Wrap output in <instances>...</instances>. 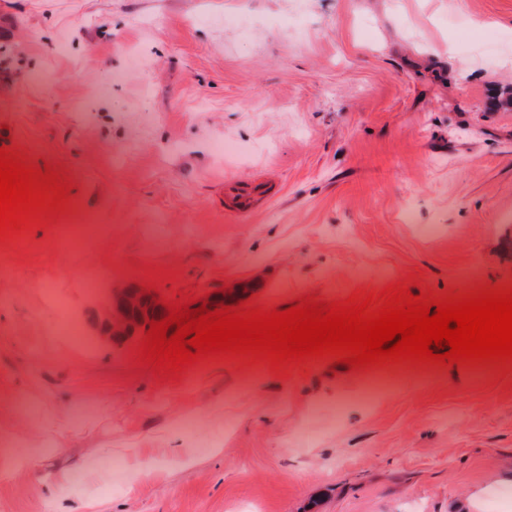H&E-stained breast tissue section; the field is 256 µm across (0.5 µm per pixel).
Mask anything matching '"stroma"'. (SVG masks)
I'll use <instances>...</instances> for the list:
<instances>
[{
    "mask_svg": "<svg viewBox=\"0 0 512 512\" xmlns=\"http://www.w3.org/2000/svg\"><path fill=\"white\" fill-rule=\"evenodd\" d=\"M509 96L512 0H0V147L69 185L0 242V512H490L512 489V372L211 356L163 382L101 318L148 282L172 301L232 282L279 311L512 287ZM222 138L248 155L214 157ZM240 180L268 191L245 217L224 198ZM87 213L112 234L71 253L57 230ZM46 286L94 355L56 335ZM380 374L395 392L333 418ZM187 414L208 449L173 428ZM105 454L131 488L102 498Z\"/></svg>",
    "mask_w": 512,
    "mask_h": 512,
    "instance_id": "35a3bbf8",
    "label": "stroma"
}]
</instances>
